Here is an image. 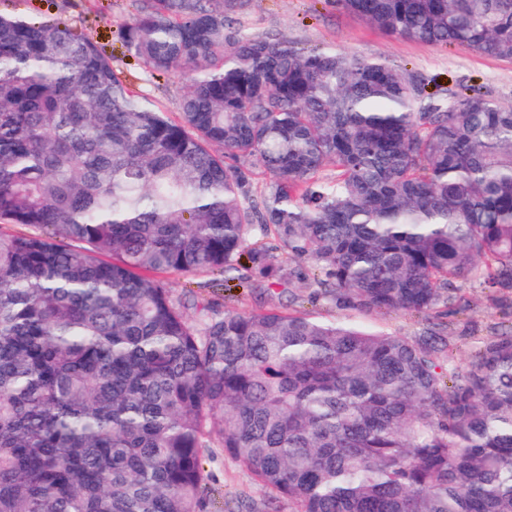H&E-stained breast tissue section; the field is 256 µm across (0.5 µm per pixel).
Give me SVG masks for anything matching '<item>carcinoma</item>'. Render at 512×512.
Here are the masks:
<instances>
[{
    "mask_svg": "<svg viewBox=\"0 0 512 512\" xmlns=\"http://www.w3.org/2000/svg\"><path fill=\"white\" fill-rule=\"evenodd\" d=\"M136 2L128 50L191 72L178 121L89 37L0 13V224L39 229L0 232V512H200L215 439L296 512H512V335L458 371L434 333L191 319L156 278L304 263L340 307L418 316L512 294V109L254 36L247 0ZM333 2L512 60V0Z\"/></svg>",
    "mask_w": 512,
    "mask_h": 512,
    "instance_id": "obj_1",
    "label": "carcinoma"
}]
</instances>
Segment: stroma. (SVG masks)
<instances>
[{
    "label": "stroma",
    "mask_w": 512,
    "mask_h": 512,
    "mask_svg": "<svg viewBox=\"0 0 512 512\" xmlns=\"http://www.w3.org/2000/svg\"><path fill=\"white\" fill-rule=\"evenodd\" d=\"M135 9V0H0L1 12L28 17L47 14L97 41L126 84L171 119H178L189 78L181 72L152 74L123 46L119 30L132 20ZM238 21L258 36L282 37L301 48L333 47L354 55L380 56L423 74L440 87H475L496 103L512 107V60L488 57L466 46H439L387 36L336 8L333 0H250ZM164 279L174 295L220 310H300L325 320L352 322L371 331L410 339L423 335L437 321L448 327L454 363L460 368L484 339L512 332V297L492 302L480 290L470 292L469 309L443 312L431 321L403 312L363 314L335 306L317 298V286L299 275L293 276L288 288L268 292L216 286L207 272H172ZM200 497L201 512H296L293 502L263 486L217 441L204 451Z\"/></svg>",
    "instance_id": "stroma-1"
}]
</instances>
